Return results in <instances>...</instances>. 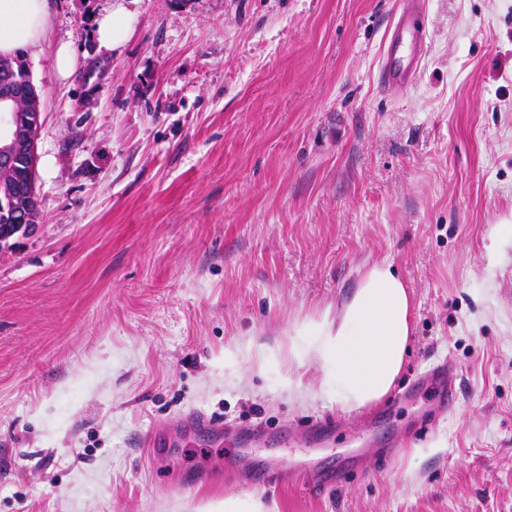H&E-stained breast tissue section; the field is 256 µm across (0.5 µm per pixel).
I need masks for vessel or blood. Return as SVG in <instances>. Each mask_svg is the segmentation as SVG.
<instances>
[{"instance_id":"b4317fda","label":"vessel or blood","mask_w":512,"mask_h":512,"mask_svg":"<svg viewBox=\"0 0 512 512\" xmlns=\"http://www.w3.org/2000/svg\"><path fill=\"white\" fill-rule=\"evenodd\" d=\"M424 45V32L415 12L402 13L392 25L385 42L378 68L380 86L388 91L407 89L421 61ZM429 374L439 389L442 407L454 405L458 391L450 364H438L430 369ZM184 423L189 430L206 432L217 439L223 434L222 429L217 428L213 417L201 411L186 414ZM346 477V471L341 468L312 469L298 477L297 482L309 493L321 495L343 482Z\"/></svg>"}]
</instances>
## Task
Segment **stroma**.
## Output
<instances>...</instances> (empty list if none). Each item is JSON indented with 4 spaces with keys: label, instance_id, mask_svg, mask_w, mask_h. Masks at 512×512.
<instances>
[{
    "label": "stroma",
    "instance_id": "1",
    "mask_svg": "<svg viewBox=\"0 0 512 512\" xmlns=\"http://www.w3.org/2000/svg\"><path fill=\"white\" fill-rule=\"evenodd\" d=\"M400 3L132 0L100 52L110 0H51L19 58L40 215L0 247V512H512V0H421L425 59L388 92ZM381 261L408 351L391 395L344 411L292 332ZM445 360L460 399L417 431ZM197 409L227 437L183 432ZM318 416L329 438L232 439ZM243 457L351 476L314 497L227 475ZM127 1L113 0L111 7L95 19L94 39L98 51H120L133 33L134 14ZM78 64V54L73 44H61L54 58V68L58 76L61 78L69 77L75 70Z\"/></svg>",
    "mask_w": 512,
    "mask_h": 512
}]
</instances>
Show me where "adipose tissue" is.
Listing matches in <instances>:
<instances>
[{"label": "adipose tissue", "instance_id": "adipose-tissue-1", "mask_svg": "<svg viewBox=\"0 0 512 512\" xmlns=\"http://www.w3.org/2000/svg\"><path fill=\"white\" fill-rule=\"evenodd\" d=\"M50 0H0V57L37 49L49 22ZM127 0H112L95 20L98 50H121L133 33ZM411 304L390 263L371 265L335 317L304 321L294 336L303 357L324 379L335 381L336 402L351 409L379 401L392 388L404 362L411 331Z\"/></svg>", "mask_w": 512, "mask_h": 512}]
</instances>
